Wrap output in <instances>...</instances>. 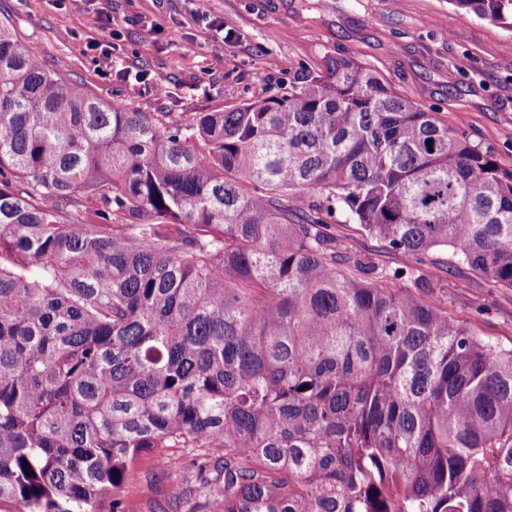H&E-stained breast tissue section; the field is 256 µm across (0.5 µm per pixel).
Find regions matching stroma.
I'll return each mask as SVG.
<instances>
[{
    "label": "stroma",
    "instance_id": "obj_1",
    "mask_svg": "<svg viewBox=\"0 0 512 512\" xmlns=\"http://www.w3.org/2000/svg\"><path fill=\"white\" fill-rule=\"evenodd\" d=\"M88 11L102 13L101 28H76ZM0 19L48 71L106 102L176 117L281 95L344 55L512 168V30L448 0H0ZM330 231L340 254L371 253L384 269L408 262L373 251L358 225ZM438 290L452 316L479 319L483 336L512 346V289L453 273ZM133 472L127 512H180L169 470L144 455Z\"/></svg>",
    "mask_w": 512,
    "mask_h": 512
}]
</instances>
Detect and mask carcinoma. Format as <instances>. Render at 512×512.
<instances>
[{
  "mask_svg": "<svg viewBox=\"0 0 512 512\" xmlns=\"http://www.w3.org/2000/svg\"><path fill=\"white\" fill-rule=\"evenodd\" d=\"M338 212L410 263L340 258ZM428 263L512 288V168L377 72L175 118L0 20V512H125L144 454L187 512H512V347Z\"/></svg>",
  "mask_w": 512,
  "mask_h": 512,
  "instance_id": "cac0c4a2",
  "label": "carcinoma"
}]
</instances>
